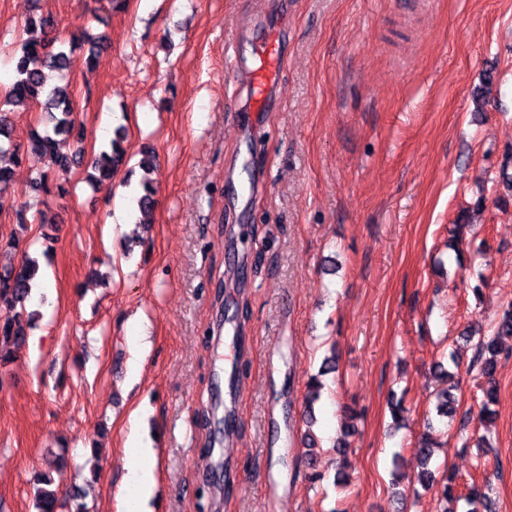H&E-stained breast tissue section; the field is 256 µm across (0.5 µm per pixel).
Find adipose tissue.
<instances>
[{"label":"adipose tissue","instance_id":"adipose-tissue-1","mask_svg":"<svg viewBox=\"0 0 512 512\" xmlns=\"http://www.w3.org/2000/svg\"><path fill=\"white\" fill-rule=\"evenodd\" d=\"M127 444L130 448L127 474L116 497L124 502L127 512H145L156 483L151 465L155 451L140 442L138 424L134 421L129 424Z\"/></svg>","mask_w":512,"mask_h":512}]
</instances>
